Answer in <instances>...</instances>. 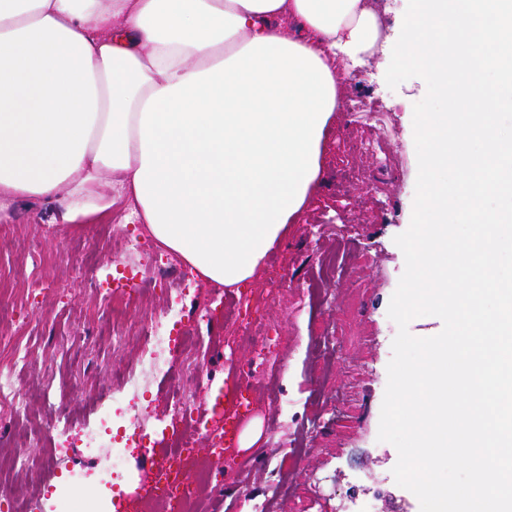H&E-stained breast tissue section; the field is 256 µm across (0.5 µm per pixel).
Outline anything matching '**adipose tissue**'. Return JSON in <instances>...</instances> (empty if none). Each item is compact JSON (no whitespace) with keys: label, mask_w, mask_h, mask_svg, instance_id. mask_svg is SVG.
Instances as JSON below:
<instances>
[{"label":"adipose tissue","mask_w":512,"mask_h":512,"mask_svg":"<svg viewBox=\"0 0 512 512\" xmlns=\"http://www.w3.org/2000/svg\"><path fill=\"white\" fill-rule=\"evenodd\" d=\"M391 43L449 89L448 111L421 122L420 206L436 221L417 228L412 287L448 282L435 224L477 225L457 257L475 287L456 292L474 327L451 357L456 405L408 373L423 432L457 423L458 448L422 449L419 467L463 452L473 480L457 512H473L512 495V453L493 437L512 418V135L497 128L512 110V0H413ZM382 46L373 0H0V209L56 198L73 224L102 211L106 177L203 281L240 287L324 183L348 78ZM450 167L463 191L441 183Z\"/></svg>","instance_id":"ef3b65f1"}]
</instances>
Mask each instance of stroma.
<instances>
[{"label": "stroma", "instance_id": "obj_1", "mask_svg": "<svg viewBox=\"0 0 512 512\" xmlns=\"http://www.w3.org/2000/svg\"><path fill=\"white\" fill-rule=\"evenodd\" d=\"M390 54L376 55L356 72L348 97L364 112H342L325 146L329 167L316 203L266 258L256 281L240 292L202 282L189 272L167 287L134 279L127 320L112 326L106 281L132 249L144 225L124 223L123 204L76 224L60 221L53 199H21L0 218V373L15 385L0 398V453L18 457V475L0 476V512L22 500L48 512L62 490L98 500L102 512H166L150 493L153 463L172 445L164 430L173 403L204 409L212 389L238 390L229 417L210 419L212 430L231 424L223 464L198 450L196 468L221 467L220 482L195 480V512H401L403 491L392 469L396 448L360 436L372 409L377 360H391L396 324L387 315L405 269L395 236L411 221L417 179L413 106L427 92L414 77L389 88ZM356 176L347 195L337 192L343 168ZM274 287L262 312L269 333L244 334L232 316L239 295ZM184 317L181 333L199 336L176 346L141 400L153 426L130 448L132 482L105 485L103 461L73 444L68 459L54 455L61 419L95 420L112 402L125 373L141 358L139 336L169 323L172 303ZM250 366L249 381L238 368ZM300 449L296 467L280 466Z\"/></svg>", "mask_w": 512, "mask_h": 512}]
</instances>
